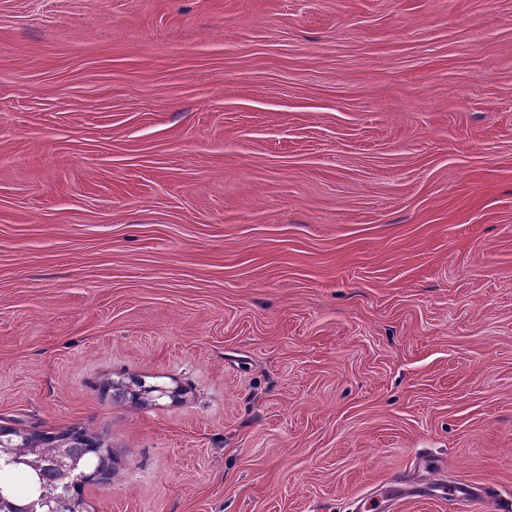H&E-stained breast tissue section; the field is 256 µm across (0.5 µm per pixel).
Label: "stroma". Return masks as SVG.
<instances>
[{
    "label": "stroma",
    "mask_w": 512,
    "mask_h": 512,
    "mask_svg": "<svg viewBox=\"0 0 512 512\" xmlns=\"http://www.w3.org/2000/svg\"><path fill=\"white\" fill-rule=\"evenodd\" d=\"M13 421L90 512H512V0H0ZM107 385L112 390L113 400L127 401L134 405H144L151 402L152 394L160 391L158 386L147 385L137 375H129L122 381H110ZM15 456L27 457L29 448H38L33 454L38 455V474L30 469L17 467L11 463L0 461V512H15L16 504L38 496L45 489L53 490L58 496L57 508L63 510L64 502L73 496H82L85 484H97L99 474L108 472V480L117 475L116 458L107 440L88 429L72 427L62 432L31 431V438L25 435L13 439ZM65 448L70 455L81 460L85 478L78 484H69L60 476L57 466L61 449ZM20 484V485H18Z\"/></svg>",
    "instance_id": "obj_1"
}]
</instances>
